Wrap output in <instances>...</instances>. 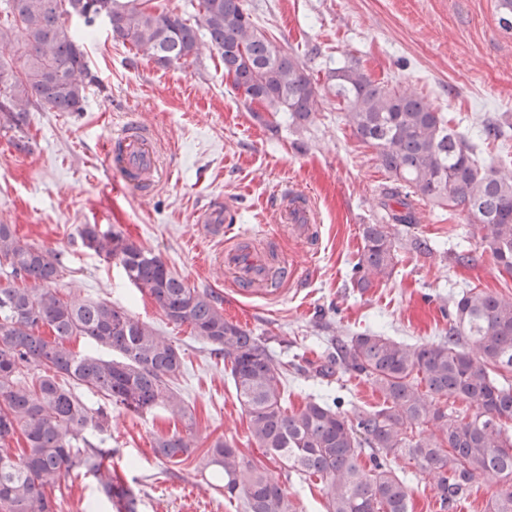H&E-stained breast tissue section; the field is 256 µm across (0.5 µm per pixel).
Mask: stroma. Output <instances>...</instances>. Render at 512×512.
I'll list each match as a JSON object with an SVG mask.
<instances>
[{
  "instance_id": "stroma-1",
  "label": "stroma",
  "mask_w": 512,
  "mask_h": 512,
  "mask_svg": "<svg viewBox=\"0 0 512 512\" xmlns=\"http://www.w3.org/2000/svg\"><path fill=\"white\" fill-rule=\"evenodd\" d=\"M257 27L295 50L320 95L311 123L298 126L286 113L255 119L224 72L217 51H204L182 67H163L113 40L105 25L85 44L94 84L79 112L40 110L23 133L0 130V224L22 240L62 250L68 269L61 295L103 301L153 326L184 360L172 386L190 408L184 422L162 410L135 414L113 408L109 430L93 443L110 448L112 468L133 489L137 512H245L242 499L216 486L204 455L216 439L234 441L297 504L298 512H324L325 491L269 459L248 439V419L236 398L222 356L170 322L153 298L141 293L115 262L80 246L85 224L114 230L158 255L192 288L214 292L229 321L265 340L288 365L284 398L298 409L310 396L337 399L343 411L380 404L371 382L344 374L322 378L330 337L379 332L407 343H430L448 327L445 308L463 289L512 293L489 248L466 234L460 209L429 201L414 204L415 221L391 227L396 271L391 280L360 290L350 269L362 249L361 227L385 216L378 201L395 188L374 148L361 143L341 119L329 70L354 61L372 79L416 90L443 112L452 128L474 137L490 120L505 138L478 144L484 166L512 164V30L501 27L497 0H244ZM152 128L160 169L149 194L123 187L101 154L102 143L131 124ZM295 185L318 210L314 247L280 234L272 209L275 191ZM231 201L248 233L272 235V247L293 263L300 278L277 301L245 299L228 288L218 260L223 238L194 222L205 205ZM416 237L439 245L419 255ZM469 264L449 258L459 248ZM192 432L195 453L174 465L158 458L159 437ZM58 512H108L96 483L82 470L61 482Z\"/></svg>"
}]
</instances>
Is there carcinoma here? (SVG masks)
Instances as JSON below:
<instances>
[{
  "mask_svg": "<svg viewBox=\"0 0 512 512\" xmlns=\"http://www.w3.org/2000/svg\"><path fill=\"white\" fill-rule=\"evenodd\" d=\"M90 0H0V43H16L20 65L0 62V127L23 131L35 108L80 112L91 74L83 31L69 21L85 17ZM115 40L129 43L156 63L183 66L216 50L235 89L267 112H286L304 125L319 108L305 64L260 31L243 0H199L207 41L198 27L156 7L151 0H96ZM343 117L356 137L376 149L381 166L405 193L393 191L380 205L391 224L413 221L412 198L474 217L469 237L492 252L512 276V172L485 168L476 143L448 126L415 93L372 80L357 64L327 76ZM363 246L352 267L355 288L392 278L396 267L390 224H364ZM84 248L119 263L128 279L149 294L167 319L224 355L236 400L248 418L250 439L267 456L300 476L318 477L326 512H411V488L394 464L408 459L435 480L451 508L470 495L479 477L497 489L487 512H512V296L478 288L453 301L448 332L438 341L408 344L377 332L336 336V353L316 373L335 372L370 381L383 405L349 416L335 403L309 397L296 411L284 401L287 366L260 338L224 319L219 298L191 288L157 256L118 231L85 224ZM65 268L60 250L22 241L0 224V512H57L52 492L77 467L95 479L118 512H137V499L112 471V450L87 440L106 430L112 407L141 414L156 409L182 419L188 408L170 382L183 364L177 347L127 311L106 302L77 303L55 288ZM49 327L54 340L37 334ZM83 336L117 358L73 352L67 341ZM34 366L32 382L21 376ZM96 395L93 409L59 378ZM465 403L460 409L455 402ZM439 434L427 433L429 425ZM21 433L26 446L14 452ZM155 453L179 464L194 451L191 436L161 437ZM369 455L370 466L361 463ZM205 466L224 473V494L243 499L246 512H297L266 469L229 441H215Z\"/></svg>",
  "mask_w": 512,
  "mask_h": 512,
  "instance_id": "cac0c4a2",
  "label": "carcinoma"
}]
</instances>
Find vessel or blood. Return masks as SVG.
Instances as JSON below:
<instances>
[{
    "mask_svg": "<svg viewBox=\"0 0 512 512\" xmlns=\"http://www.w3.org/2000/svg\"><path fill=\"white\" fill-rule=\"evenodd\" d=\"M103 157L108 167L118 170L126 186L150 192L157 167L156 152L150 128L135 124L119 136L106 140ZM279 216L291 223L303 242L312 241L315 228V203L311 196L292 187L279 190L275 196ZM232 206L207 209L197 215L205 232L224 239L220 261L231 275L230 288L241 297H278L297 277L295 267L275 261L266 243H243L242 237L229 220Z\"/></svg>",
    "mask_w": 512,
    "mask_h": 512,
    "instance_id": "b4317fda",
    "label": "vessel or blood"
}]
</instances>
